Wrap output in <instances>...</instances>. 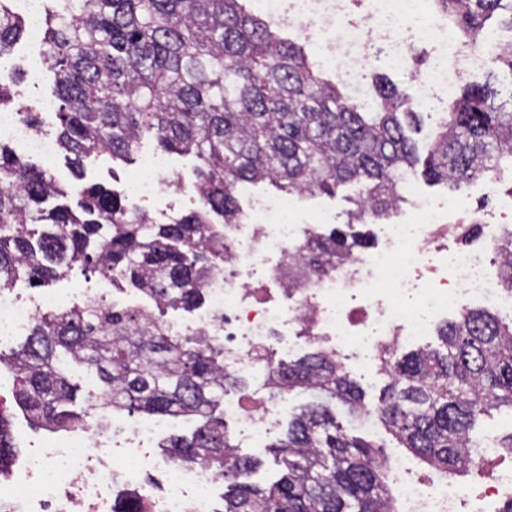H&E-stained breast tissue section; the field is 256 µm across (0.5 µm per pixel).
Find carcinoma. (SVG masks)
I'll use <instances>...</instances> for the list:
<instances>
[{"label": "carcinoma", "instance_id": "cac0c4a2", "mask_svg": "<svg viewBox=\"0 0 512 512\" xmlns=\"http://www.w3.org/2000/svg\"><path fill=\"white\" fill-rule=\"evenodd\" d=\"M47 10L43 59L60 101L59 147L81 170L93 153L127 160L144 134L166 151L194 153L198 209L160 223L129 198L99 184L81 188L76 205L47 171L0 140V291L24 276L40 286L58 267L79 262L123 279L157 308L191 311L223 259L218 224L242 208L240 182L268 181L285 194H336L366 186L353 218L381 220L403 200L418 173L452 192L482 178L512 175V95L495 103L490 82L467 83L442 113L426 155L408 134L417 103L393 84L370 101L353 99L324 76L321 64L281 39V23L251 13L245 0H61ZM437 12L471 50L487 41L486 21L512 0H434ZM28 33L10 0H0V56ZM367 244L365 233L334 228L307 241L327 272L333 260ZM498 272L512 285V230L495 242ZM440 349L382 352L389 378L371 407L346 364L316 348L280 362L271 387L312 391L317 401L288 421L269 445L281 477L264 486L240 481L259 465L237 453L215 415L222 395L245 380L224 372V349L196 336H168L149 310L119 309L103 299L41 314L20 351L0 365L12 375L14 404L51 431L112 429V414L194 416L191 437L167 447L182 464L203 463L229 482L224 512H397L386 444L345 433L340 405L355 418H375L398 443L441 477L476 464L473 442L482 416L512 411V317L465 309L438 330ZM77 369L96 375L92 409L76 413ZM9 410L0 405V475L13 445Z\"/></svg>", "mask_w": 512, "mask_h": 512}]
</instances>
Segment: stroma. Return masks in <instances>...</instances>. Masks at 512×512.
I'll use <instances>...</instances> for the list:
<instances>
[{
    "label": "stroma",
    "instance_id": "1",
    "mask_svg": "<svg viewBox=\"0 0 512 512\" xmlns=\"http://www.w3.org/2000/svg\"><path fill=\"white\" fill-rule=\"evenodd\" d=\"M41 46L29 41L17 44L13 52L0 57V83L9 88L13 105H24L27 111L41 113L44 101L50 100L53 90V78L41 61ZM416 57L407 66L396 68L390 63L386 53L378 48H371L367 53L350 55L337 53V66L356 65L360 71L361 88L373 92L375 76L383 75L391 79L400 90L410 95H417L420 75L431 62L436 51L434 47L415 45ZM462 82H492L498 90L499 100L505 101L512 97V75L506 68L496 63L489 51L478 52L472 68L461 77ZM160 148L152 137H144L141 148L129 161L112 160L108 154L93 155L85 159L82 176H75L74 171L65 155L57 153L50 163V168L57 180L70 192H77L82 186L90 183H100L120 192H127L131 180L140 172L143 159L146 156L159 153ZM172 176L180 183V191L163 189L157 197L143 204L144 209L153 218H161L166 206H173L175 213L185 214L199 206L193 183L194 168L197 159L191 153L169 152L164 154ZM358 188L347 185L338 189L335 196L292 194L290 202L299 214L300 219L312 224L319 218H326L328 225L343 226L350 219L353 208L352 198L357 197ZM464 199L476 217L482 222H507L512 220V184L502 183L496 189H489L486 182L479 181L468 188ZM429 200L436 203L448 204L454 197L445 185H435L428 182L422 175H415L400 202L394 215L404 220L411 216L413 206L417 201ZM84 284L101 289L102 292L113 294L117 307L132 309L144 304L145 299L138 291L126 282H112L111 278L82 269L80 264H73L63 278L47 282L39 288L30 287L25 279H18L12 286L14 293L39 303L42 310H49L55 299L66 297L75 285ZM312 393L290 395L288 409L277 417L275 425L264 437L263 441L253 444L247 441L239 442L238 452L243 456L260 459L261 468L254 474V481L266 483L274 479L277 468L267 450L268 444L282 436L288 426L291 413L299 406L312 402ZM11 437L14 445L13 467H20L28 455L37 448L43 447L55 439V432L33 428L28 418L21 412H14L11 419Z\"/></svg>",
    "mask_w": 512,
    "mask_h": 512
}]
</instances>
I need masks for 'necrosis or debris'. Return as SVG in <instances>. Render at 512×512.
Here are the masks:
<instances>
[{"mask_svg":"<svg viewBox=\"0 0 512 512\" xmlns=\"http://www.w3.org/2000/svg\"><path fill=\"white\" fill-rule=\"evenodd\" d=\"M367 2L376 37L390 47L393 62H403L408 40L440 48L422 76V90L451 86L468 69L470 52L458 46L447 23L424 11L422 0ZM0 139L47 162L57 151L55 138L35 132L18 109L0 110ZM378 230L381 245L313 276L305 271L304 244L318 235V225L297 223L286 200L256 202L251 212L221 229L224 260L203 284L207 309L192 321H168L164 327L172 336H201L223 346L226 371L246 377L260 372L269 380L267 354L275 334L326 345L363 366L388 344L426 335L434 317L463 299L512 312V291L486 256L457 244L470 225L445 220L440 205L421 201L410 219L388 221ZM287 408L284 400L271 404L245 396L225 400L224 416L256 443L266 435L269 419ZM128 429L120 454L125 477L134 481L149 469L166 475L167 493L150 503L149 512H211L213 471L151 453L160 425L132 423ZM110 445L109 435L80 430L68 442L34 452L18 476L0 481V512H14L20 486L27 490L30 512H52L64 486L76 489L65 512H112V460L90 453L91 447ZM396 494L400 512H504L512 503V466L476 490L456 483L423 490L400 482Z\"/></svg>","mask_w":512,"mask_h":512,"instance_id":"4bbe7bcc","label":"necrosis or debris"}]
</instances>
